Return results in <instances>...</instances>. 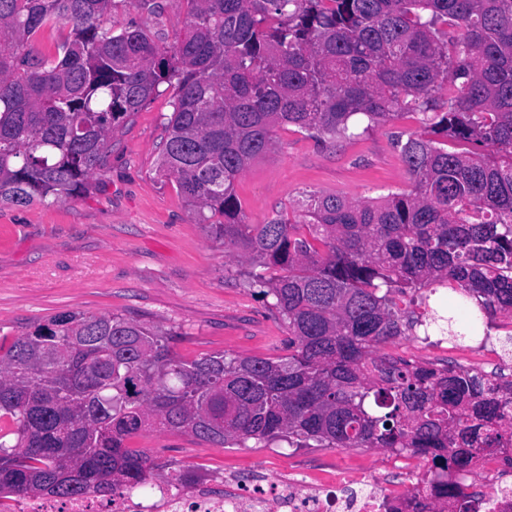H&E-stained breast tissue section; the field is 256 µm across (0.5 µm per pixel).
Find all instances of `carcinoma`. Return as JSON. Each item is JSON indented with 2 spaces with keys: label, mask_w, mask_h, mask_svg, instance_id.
I'll list each match as a JSON object with an SVG mask.
<instances>
[{
  "label": "carcinoma",
  "mask_w": 512,
  "mask_h": 512,
  "mask_svg": "<svg viewBox=\"0 0 512 512\" xmlns=\"http://www.w3.org/2000/svg\"><path fill=\"white\" fill-rule=\"evenodd\" d=\"M116 2L0 0V203L81 192L112 132L174 86L156 172L250 266L288 355L188 361L179 333L118 314L0 336V497L144 484L157 465L126 440L158 429L222 448L406 450L431 460L432 512H467L473 494L448 476L512 445V381L381 346L512 314V0H177L187 23L169 46L141 25L113 29ZM57 26L70 36L40 48L35 35ZM416 112L429 137L395 136L410 191L310 194L294 220L245 222L235 181L275 128L336 143L358 115L370 128ZM439 288L455 293L446 317L396 301L420 307Z\"/></svg>",
  "instance_id": "obj_1"
}]
</instances>
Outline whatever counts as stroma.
Masks as SVG:
<instances>
[{
	"mask_svg": "<svg viewBox=\"0 0 512 512\" xmlns=\"http://www.w3.org/2000/svg\"><path fill=\"white\" fill-rule=\"evenodd\" d=\"M186 8L171 4L156 17L133 0L113 10L115 29L147 24L163 44L182 33ZM130 118L112 137L104 166L83 193L63 201L0 205V336L14 337L30 323L61 312L118 313L141 323L175 328L181 357L227 352L242 357L288 353V329L244 282L243 263L231 247L213 241L189 211L175 180L155 169L172 112V86ZM419 117H404L337 145L322 146L292 126L275 129V151L250 162L235 191L247 223L263 224L309 193L377 201L409 190L396 148L397 132L423 134ZM512 334V316H497L487 337L443 343L401 336L387 353L416 363L471 368L512 378V357L501 349ZM129 448L161 464L166 478L186 470L205 479L262 474L271 489L290 473L328 480L349 472L382 490L408 491L428 470L423 457L404 464L403 453L368 448H295L281 441L266 447L219 448L171 432L145 431Z\"/></svg>",
	"mask_w": 512,
	"mask_h": 512,
	"instance_id": "35a3bbf8",
	"label": "stroma"
}]
</instances>
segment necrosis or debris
<instances>
[{
    "instance_id": "necrosis-or-debris-1",
    "label": "necrosis or debris",
    "mask_w": 512,
    "mask_h": 512,
    "mask_svg": "<svg viewBox=\"0 0 512 512\" xmlns=\"http://www.w3.org/2000/svg\"><path fill=\"white\" fill-rule=\"evenodd\" d=\"M386 500L363 476L348 475L335 485L285 478L270 495L257 485L222 492L208 480L190 491L157 483L147 497L127 489L104 498L87 494L62 502L13 498L0 501V512H386Z\"/></svg>"
}]
</instances>
